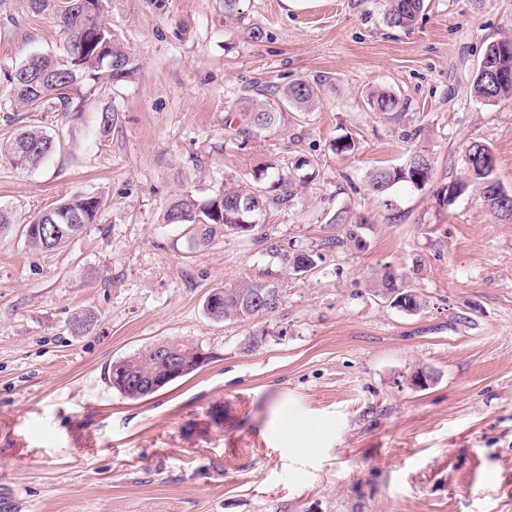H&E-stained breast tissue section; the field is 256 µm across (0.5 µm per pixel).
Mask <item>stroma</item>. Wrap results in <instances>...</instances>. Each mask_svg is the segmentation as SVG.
<instances>
[{"mask_svg":"<svg viewBox=\"0 0 512 512\" xmlns=\"http://www.w3.org/2000/svg\"><path fill=\"white\" fill-rule=\"evenodd\" d=\"M384 11L108 0L104 19L139 71L99 87L74 120L10 110L7 72L61 52L67 34L29 0H0V141L30 126L62 138L38 169L0 165V206L16 219L0 235V490H16V512H512V221L474 185L448 208L434 199L466 180L475 139L512 193V98L471 92L486 45L512 34V0H428L407 28ZM301 80L318 86L311 110L231 142L237 96ZM379 89L404 100L398 118L367 105ZM107 110L117 119L103 136ZM345 136L357 151L335 153ZM418 144L432 182L369 195L370 173ZM299 159L307 184L264 222L284 246L322 250L307 276L281 274L262 244L199 246L162 222L184 191L208 196ZM80 192L104 199L96 222L29 251L22 222ZM340 209L362 217V241L323 248ZM388 267L408 274L418 312L373 292ZM271 278L283 290L272 314H205L213 290ZM80 311L95 319L74 336ZM258 333L262 347L246 350ZM176 337L202 345L197 371L140 400L108 385L110 364Z\"/></svg>","mask_w":512,"mask_h":512,"instance_id":"1","label":"stroma"}]
</instances>
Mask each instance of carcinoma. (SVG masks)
I'll return each instance as SVG.
<instances>
[{
    "instance_id": "cac0c4a2",
    "label": "carcinoma",
    "mask_w": 512,
    "mask_h": 512,
    "mask_svg": "<svg viewBox=\"0 0 512 512\" xmlns=\"http://www.w3.org/2000/svg\"><path fill=\"white\" fill-rule=\"evenodd\" d=\"M37 14L51 16L68 34L65 54L61 56L36 53L15 68L8 77L11 86V106L27 112H59L63 116L81 111L84 102L105 82H121L133 78L138 70L136 56L120 41L111 25L104 21L106 0H30ZM425 0H388L385 19L394 27L411 26L424 9ZM503 71L506 79L489 84L482 77V68ZM472 92L480 100L512 97V36H502L487 45L477 64L472 81ZM316 98V89L307 81L289 86L277 99L258 100L250 95L239 96L234 105L239 121V134L250 135L264 130L284 117L290 108L302 111ZM368 105L375 111L391 116L404 111V103L390 91L378 90L370 94ZM478 144L465 149L469 179L481 190L495 217L512 220V202L497 196L500 184L494 178L495 167L484 165L476 153ZM57 150L54 136L36 127L18 132L0 145V163L16 170L34 169L45 163ZM309 165L298 163L294 170L282 168L273 173L266 169L254 172L255 184L245 188L224 186L218 193L199 197L186 191L164 208L162 223H172V213H178L180 224L194 227L193 242L207 245L216 238L258 240L266 244L265 251L288 273L298 277L319 267L323 255L319 251L286 248L274 236L262 230L258 217L269 210L290 206L303 180L296 171ZM433 177V159L428 150L415 151L404 164L376 169L367 181V191L379 200H387L389 192L398 185L421 188ZM465 182H455L436 189L434 197L440 206L448 205V194H461ZM105 205L102 197L92 193L74 194L28 220L30 224L46 227L43 235H24L26 247L34 252L59 248L78 236L86 225L95 222ZM332 223L343 228L344 237H329L322 244L332 248L347 241L359 243V229L363 224L353 213L342 210L332 217ZM242 224L252 228L245 232ZM407 275L387 268L377 276L373 288L377 295L392 300V304L411 313L422 306L420 295L405 284ZM218 299V320L249 322L274 312L282 301V288L275 280L244 282L231 288L212 292ZM180 352L181 367L188 375L199 368L202 348L190 342L172 339L152 344L117 362L118 373L108 374L112 387L130 400L148 396L151 388L167 386L170 367L158 356L165 349Z\"/></svg>"
}]
</instances>
